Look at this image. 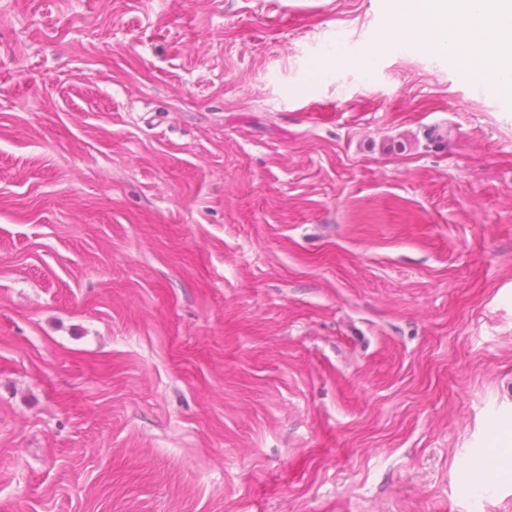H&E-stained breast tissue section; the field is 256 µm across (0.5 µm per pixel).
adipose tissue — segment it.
Segmentation results:
<instances>
[{
    "label": "adipose tissue",
    "mask_w": 512,
    "mask_h": 512,
    "mask_svg": "<svg viewBox=\"0 0 512 512\" xmlns=\"http://www.w3.org/2000/svg\"><path fill=\"white\" fill-rule=\"evenodd\" d=\"M390 41L416 42L512 91V0H395Z\"/></svg>",
    "instance_id": "adipose-tissue-1"
}]
</instances>
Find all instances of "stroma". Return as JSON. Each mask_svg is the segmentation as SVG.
<instances>
[{"instance_id":"1","label":"stroma","mask_w":512,"mask_h":512,"mask_svg":"<svg viewBox=\"0 0 512 512\" xmlns=\"http://www.w3.org/2000/svg\"><path fill=\"white\" fill-rule=\"evenodd\" d=\"M394 22L0 0V512H512V93ZM376 60L377 52L375 50L351 56L347 53L344 47L336 45L329 51L327 56L314 67L313 76L315 78L320 77L325 73V71L329 70L334 65L337 66L339 64L354 66L365 73H368L374 66Z\"/></svg>"}]
</instances>
